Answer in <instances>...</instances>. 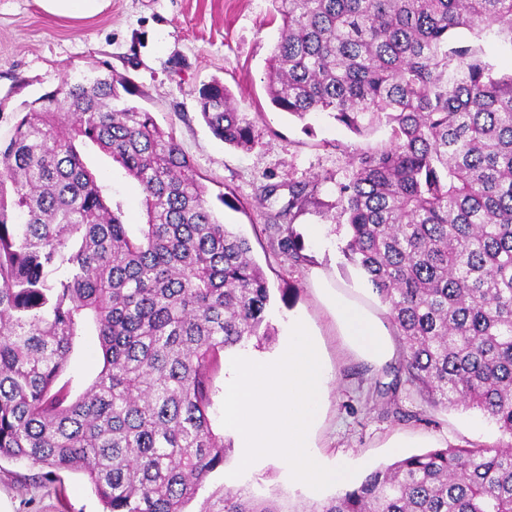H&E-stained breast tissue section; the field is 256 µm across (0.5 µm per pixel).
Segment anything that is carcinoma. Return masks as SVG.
Segmentation results:
<instances>
[{
    "mask_svg": "<svg viewBox=\"0 0 512 512\" xmlns=\"http://www.w3.org/2000/svg\"><path fill=\"white\" fill-rule=\"evenodd\" d=\"M280 37L266 93L307 122L328 114L386 142L355 147L338 185L342 251L388 307L396 377L432 407L477 409L512 439V0H272ZM461 29L476 42L458 45ZM122 76L67 79L0 142V459L52 479L83 473L103 512H288L246 486L199 497L228 447L212 428L221 353L269 339L270 288L246 237L219 218L173 131L123 103ZM215 138L253 145L224 82L198 89ZM140 189V219L90 153ZM288 189L279 202L277 192ZM318 183L266 185L270 246L306 261L289 222ZM288 223H282V220ZM102 367L59 383L75 342ZM303 512H512V444L446 446L367 473ZM484 47L485 59L494 64L500 72H510L512 68V53L500 48L498 43L492 38H487L481 42ZM102 367V354L96 336H84L75 349L67 373L62 378L72 380L73 393L78 394L91 383Z\"/></svg>",
    "mask_w": 512,
    "mask_h": 512,
    "instance_id": "cac0c4a2",
    "label": "carcinoma"
}]
</instances>
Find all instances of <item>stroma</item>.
I'll return each instance as SVG.
<instances>
[{
	"mask_svg": "<svg viewBox=\"0 0 512 512\" xmlns=\"http://www.w3.org/2000/svg\"><path fill=\"white\" fill-rule=\"evenodd\" d=\"M271 0H107L93 17L73 19L45 13L37 0H0V140L17 113L66 77L112 73L127 78L137 93L131 104L152 112L174 129L178 143L206 178L210 197L227 194L218 206L225 223L245 236L254 261L263 270L275 301L269 320L283 329L289 315L305 316L321 335L332 368L330 396L315 451L326 462L341 461L366 473L432 442L450 446H495L503 437L477 410L429 408L407 388L398 392L407 419L367 404L375 386L391 383L388 365L363 360L345 348L336 327L311 284L313 270L330 275L339 286L361 279L342 252L345 224L334 221L336 187L349 174L354 146L385 141L378 127L355 136L326 114L301 123L274 109L265 92L267 61L278 38ZM223 80L241 111L255 118V143L239 150L215 139L202 120L195 91L211 78ZM318 181L320 204L298 216L293 232L305 265L294 268L272 250L262 228L267 210L257 204L263 186L284 181ZM318 226L323 243L307 234ZM102 367L95 336L83 338L66 373L74 391L91 383ZM237 451L207 490L251 485L262 498L273 497L291 508L311 504L301 487L289 484L278 463L236 475ZM0 499L12 512H102L86 478L64 470L54 481L42 479L27 463L0 459Z\"/></svg>",
	"mask_w": 512,
	"mask_h": 512,
	"instance_id": "obj_1",
	"label": "stroma"
}]
</instances>
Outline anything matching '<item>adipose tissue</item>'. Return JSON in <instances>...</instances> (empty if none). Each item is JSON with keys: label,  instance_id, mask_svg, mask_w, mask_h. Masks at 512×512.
<instances>
[{"label": "adipose tissue", "instance_id": "obj_1", "mask_svg": "<svg viewBox=\"0 0 512 512\" xmlns=\"http://www.w3.org/2000/svg\"><path fill=\"white\" fill-rule=\"evenodd\" d=\"M313 286L335 320L345 346L378 363L393 356L394 346L385 324L359 296L341 291L322 271L314 274Z\"/></svg>", "mask_w": 512, "mask_h": 512}]
</instances>
